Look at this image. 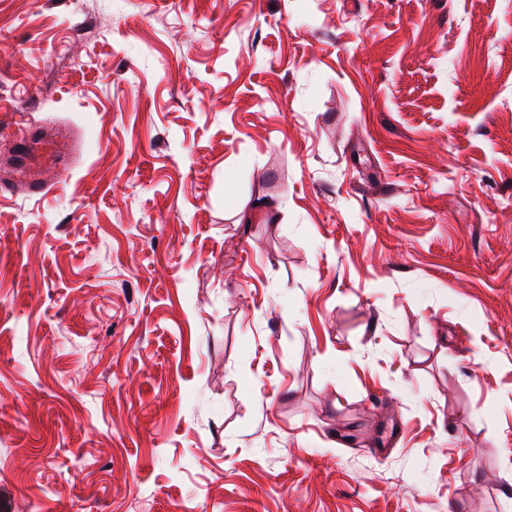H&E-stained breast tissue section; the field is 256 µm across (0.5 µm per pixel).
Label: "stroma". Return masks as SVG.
Wrapping results in <instances>:
<instances>
[{"mask_svg":"<svg viewBox=\"0 0 512 512\" xmlns=\"http://www.w3.org/2000/svg\"><path fill=\"white\" fill-rule=\"evenodd\" d=\"M0 512H512V0H0ZM65 149L67 145L61 138L47 136L36 138L23 157L20 173L25 174L33 167H53L57 156Z\"/></svg>","mask_w":512,"mask_h":512,"instance_id":"obj_1","label":"stroma"}]
</instances>
